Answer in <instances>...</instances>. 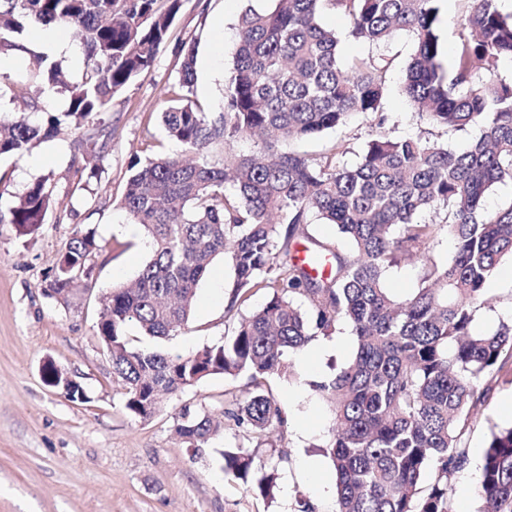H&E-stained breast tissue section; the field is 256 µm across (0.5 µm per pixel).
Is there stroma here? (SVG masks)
<instances>
[{
  "label": "stroma",
  "instance_id": "obj_1",
  "mask_svg": "<svg viewBox=\"0 0 512 512\" xmlns=\"http://www.w3.org/2000/svg\"><path fill=\"white\" fill-rule=\"evenodd\" d=\"M265 4L183 0L152 69L115 95L110 112L104 113L112 140L93 172L79 177L73 172L77 141L90 128L63 120L68 101L58 91L40 94L38 109L31 114L36 121L61 117L57 134L22 157L0 158V210H9L42 178L55 199L32 234H19L15 225L0 223V512H297L302 499L313 512H334V469L329 458L316 451L333 423V412L310 383L334 374L351 358L354 344L324 352L310 345L289 353L290 374L268 379L281 422L259 435L229 420L223 435L194 450L175 432L180 410L203 408L222 415L231 398L247 397V377H209L185 387L151 418L142 419L126 409L123 387L112 374V358L96 334L103 292L133 279L150 255L143 231L128 234L129 219L118 206L130 158L184 152L161 122L174 97L178 49L195 42L193 99L213 111L224 99L239 16L246 6ZM321 21L341 36V62L368 55L390 59L382 100L385 122L379 126L373 118L356 115L340 132L293 141L291 150L319 159L330 155L336 138L343 136L351 143L343 162L353 166L366 142L380 131L395 137L426 136L456 151L478 136L475 127L459 132L428 127L409 105L401 91L413 50L407 33L372 44L346 38L349 21L343 14L328 10ZM78 227L93 230L100 246L90 261L91 277L78 281L65 297H48L52 270ZM233 283L231 266L215 261L198 287L188 329L153 340V347L185 356L222 342L240 316L267 300L260 293L240 311L226 312ZM487 296L491 305L474 322L480 332L492 331L499 321L512 317V280L502 279ZM49 360L84 390L85 401L72 400L63 388L44 383L41 369ZM510 393L512 370L506 369L464 435L468 462L453 477L452 512L477 510L476 480L491 434L512 426V417L500 411L503 395ZM238 449L275 468L273 497L225 475L221 453ZM308 458L318 459L317 473L303 471L301 463Z\"/></svg>",
  "mask_w": 512,
  "mask_h": 512
}]
</instances>
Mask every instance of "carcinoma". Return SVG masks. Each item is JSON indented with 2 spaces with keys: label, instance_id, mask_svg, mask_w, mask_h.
<instances>
[{
  "label": "carcinoma",
  "instance_id": "carcinoma-1",
  "mask_svg": "<svg viewBox=\"0 0 512 512\" xmlns=\"http://www.w3.org/2000/svg\"><path fill=\"white\" fill-rule=\"evenodd\" d=\"M239 17L224 102L205 112L190 100L196 45H183L178 69L180 103L162 113L169 137L191 159L134 157L120 207L151 240V256L135 279L103 294L97 333L112 346L113 373L125 407L150 418L151 397L175 394L215 375H245L249 397L224 416L263 434L280 417L266 378L285 374L286 354L346 325L355 336L352 358L312 389L332 406L333 426L322 452L334 467L336 512H448L452 479L468 461L463 436L512 358V318L487 333L473 330L489 305L486 284L500 261L512 258V203L495 212L484 199L497 184L512 183V81L499 76L512 57V12L500 0H473L460 23L454 57L444 61L439 35L442 0H270ZM182 0H0V52L22 51L11 40L22 23L66 27L84 48V68L74 82L57 62L41 59L15 98L36 107L32 89H61L65 116L87 123L109 110L112 98L153 66ZM345 15L348 35L380 44L408 32L414 52L402 91L420 119L433 128H479L457 152L424 136L379 132L360 162L342 157L348 141L322 160L284 151L292 140L344 127L353 114L375 115L377 125L390 62L339 60L340 39L321 23L326 10ZM59 118L30 123L26 113H0V156H21L52 137ZM260 138L250 156L230 153L234 142ZM112 130L98 126L78 151L102 161ZM224 157L213 160L212 146ZM235 194L225 193L226 185ZM46 182L18 198L9 217L27 234L52 206ZM444 207L448 225L416 220ZM317 217L350 244L342 251L312 241L307 253L323 258L325 275L312 274L291 250L300 226ZM455 252L440 265L428 254L442 231ZM99 250L94 235L77 229L57 262L49 289L67 292L74 276L90 273ZM225 258L235 281L228 311L251 296L270 294L259 310L240 319L231 335L187 356L141 348L126 334L165 339L188 326L200 282ZM421 268L420 287L397 296L384 286L386 268L401 260ZM310 307L305 313L295 298ZM224 430L205 410H181L176 431L201 448ZM224 473L271 495L275 475L240 451H222ZM477 498L479 512H512V427L492 433Z\"/></svg>",
  "mask_w": 512,
  "mask_h": 512
}]
</instances>
